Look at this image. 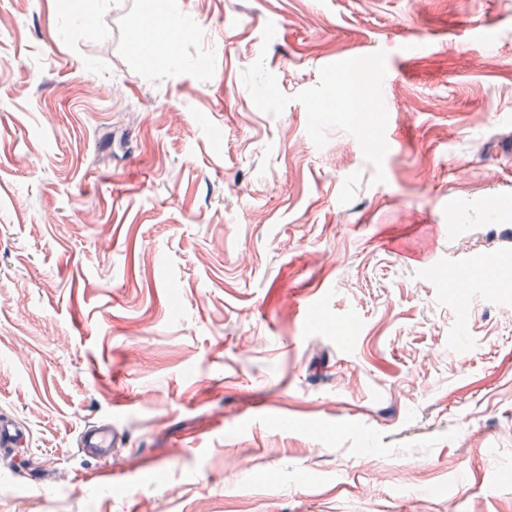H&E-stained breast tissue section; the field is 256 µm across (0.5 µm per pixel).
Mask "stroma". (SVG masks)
I'll return each mask as SVG.
<instances>
[{
    "instance_id": "1",
    "label": "stroma",
    "mask_w": 512,
    "mask_h": 512,
    "mask_svg": "<svg viewBox=\"0 0 512 512\" xmlns=\"http://www.w3.org/2000/svg\"><path fill=\"white\" fill-rule=\"evenodd\" d=\"M148 2L0 0V512H512V0ZM429 264L430 272L439 279L449 278L458 272L470 275L467 282L469 293L490 294L500 302L509 305L511 294L500 288H507L503 282L510 277L511 255L448 254V262ZM444 276V277H443ZM22 431L12 416H0V451L16 448L21 441ZM122 440V435L115 426L101 421L81 432L77 450L97 461H107L112 459V447L120 444Z\"/></svg>"
}]
</instances>
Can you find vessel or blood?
<instances>
[{
	"mask_svg": "<svg viewBox=\"0 0 512 512\" xmlns=\"http://www.w3.org/2000/svg\"><path fill=\"white\" fill-rule=\"evenodd\" d=\"M503 252L499 255L452 254L446 263L432 264L430 271L436 277H449L458 272L468 273L469 293L490 294L502 303L512 302V293L503 291V283L512 276V235L503 237ZM22 431L14 417L0 416V451L6 452L18 446ZM122 436L115 426L98 422L85 428L79 437L78 450L98 461L112 457L113 447L120 444Z\"/></svg>",
	"mask_w": 512,
	"mask_h": 512,
	"instance_id": "1",
	"label": "vessel or blood"
}]
</instances>
